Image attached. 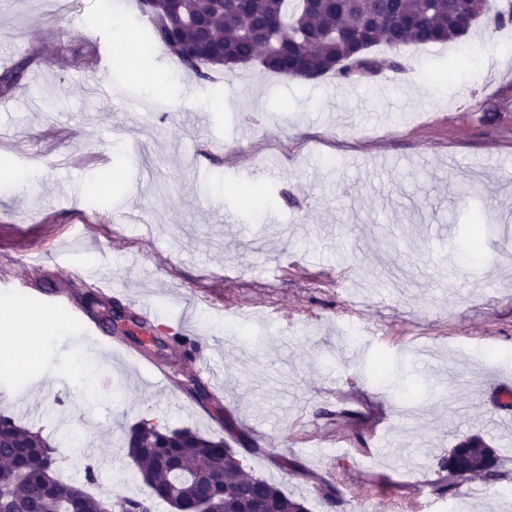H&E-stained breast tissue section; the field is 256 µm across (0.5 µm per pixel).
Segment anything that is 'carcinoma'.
Instances as JSON below:
<instances>
[{
    "mask_svg": "<svg viewBox=\"0 0 512 512\" xmlns=\"http://www.w3.org/2000/svg\"><path fill=\"white\" fill-rule=\"evenodd\" d=\"M482 16L492 36L512 23V3L492 13L488 0H252L244 16L238 0H161L140 43L143 52L159 47L210 82L223 70L255 63L297 82L328 75L352 82L378 70L377 59L368 56L371 49L455 42ZM21 72L0 74V94L19 87ZM488 230L479 221L467 225L462 257L480 253ZM226 447L220 436L142 419L124 432V448L149 493L113 501L123 512H155L159 503L187 512L198 502L212 512H237L242 500L260 512H310L304 499L273 480L246 473L242 463L224 455ZM53 449L39 432L0 416V470L19 476L3 500L6 512H100V498L61 480L57 465L43 463V454ZM441 468L450 488L469 476L487 482L502 477L499 456L479 436L458 442Z\"/></svg>",
    "mask_w": 512,
    "mask_h": 512,
    "instance_id": "obj_1",
    "label": "carcinoma"
}]
</instances>
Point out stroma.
Returning <instances> with one entry per match:
<instances>
[{
	"label": "stroma",
	"instance_id": "1",
	"mask_svg": "<svg viewBox=\"0 0 512 512\" xmlns=\"http://www.w3.org/2000/svg\"><path fill=\"white\" fill-rule=\"evenodd\" d=\"M126 26L101 21L102 0H0V72L23 67L0 96V171L28 175L0 189V299L52 318L39 355L0 382V414L59 442V476L107 499L148 492L121 450L125 430L157 417L224 435L222 411L262 447L247 472L274 479L327 512H410L428 485L430 512H503L512 490V426L494 428L487 389L512 375V26L483 23L445 45L376 47L403 69L345 83H306L259 66L202 82L162 50L149 75L112 66ZM466 59L452 77L451 60ZM111 87L108 96L99 87ZM270 194L241 204L237 189ZM495 226L478 262L457 243L472 219ZM124 289L107 306L154 310L181 325L209 372L179 351L147 346L152 376L117 333L79 335L80 272ZM196 379L200 406L183 390ZM478 435L503 477L446 489L439 461ZM327 456H317V449ZM297 460L301 471L279 467Z\"/></svg>",
	"mask_w": 512,
	"mask_h": 512
}]
</instances>
